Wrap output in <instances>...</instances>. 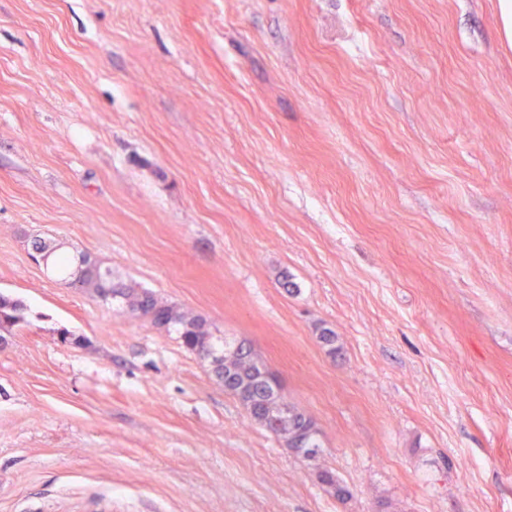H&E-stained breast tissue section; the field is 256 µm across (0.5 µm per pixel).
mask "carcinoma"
<instances>
[{
	"instance_id": "obj_1",
	"label": "carcinoma",
	"mask_w": 512,
	"mask_h": 512,
	"mask_svg": "<svg viewBox=\"0 0 512 512\" xmlns=\"http://www.w3.org/2000/svg\"><path fill=\"white\" fill-rule=\"evenodd\" d=\"M31 246L34 251L46 257V266L52 268L54 274L69 287L86 292L104 304L115 305L123 310L140 308L144 313L154 315L151 324L157 327L163 321L168 323L166 330H174L181 344L192 353L199 347L208 345L214 353L224 358V362L237 369L232 377L224 376L221 370L215 371V376L224 384V392L237 398L241 394L243 378L250 379L247 391L251 409L248 410V415L253 422L269 430L288 449L299 453L305 459H312L318 454L321 445L317 426L304 411L285 399L280 385H271L256 378V373L264 363L255 352H244L227 338L213 335L202 316L184 313L176 306L162 301L148 289L115 280L109 268H103L96 262L86 266L78 263L70 268L61 259L58 245L34 238ZM25 311L26 306L20 300L0 293V331L9 333L25 322ZM270 399L276 400V404L280 406L288 407V421L275 425L265 418L264 406ZM318 478L337 500L344 502L352 497L349 487L334 472L321 470Z\"/></svg>"
}]
</instances>
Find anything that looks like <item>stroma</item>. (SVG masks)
Instances as JSON below:
<instances>
[{
	"label": "stroma",
	"instance_id": "35a3bbf8",
	"mask_svg": "<svg viewBox=\"0 0 512 512\" xmlns=\"http://www.w3.org/2000/svg\"><path fill=\"white\" fill-rule=\"evenodd\" d=\"M32 235L250 343L318 456ZM0 292V512H512L499 0H0ZM26 306L18 299L0 293V331L10 333L12 329L25 323Z\"/></svg>",
	"mask_w": 512,
	"mask_h": 512
}]
</instances>
